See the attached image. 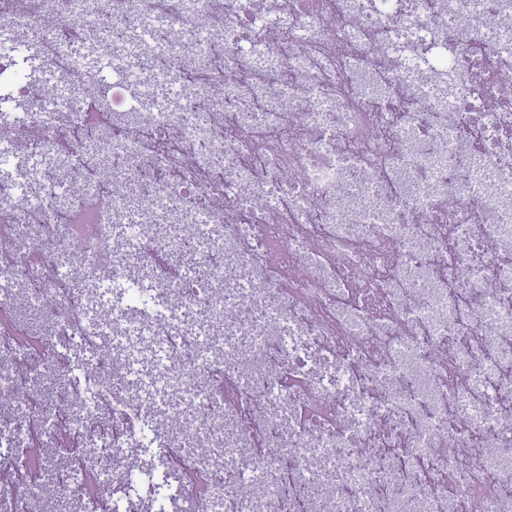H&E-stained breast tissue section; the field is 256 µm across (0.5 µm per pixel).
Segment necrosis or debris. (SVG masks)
Here are the masks:
<instances>
[{
	"label": "necrosis or debris",
	"instance_id": "4bbe7bcc",
	"mask_svg": "<svg viewBox=\"0 0 512 512\" xmlns=\"http://www.w3.org/2000/svg\"><path fill=\"white\" fill-rule=\"evenodd\" d=\"M281 27L253 24L251 0H0V104L26 103L28 157L68 164L77 192L39 181L0 204V275L28 296L19 322L0 295V358L36 353L0 424V512H29L28 489L63 485L60 512H512V0H268ZM157 24L130 58L140 82L170 76L162 116L115 110L75 70L69 31L105 44ZM423 30L406 68L390 47ZM263 46L258 61L248 48ZM70 85L54 88L29 64ZM453 84H445L447 72ZM206 217L217 250L192 246ZM249 281L236 301L187 283ZM109 264L126 312L147 319L173 370L197 375L199 318L238 344L207 372L188 426L153 414L119 366L88 364L102 338L86 288ZM180 289L170 329L162 287ZM109 407V421L98 415ZM69 439L43 454L51 429ZM154 452L135 482L114 451L139 429ZM239 448L262 488L200 466L185 447ZM105 449L107 490L77 483Z\"/></svg>",
	"mask_w": 512,
	"mask_h": 512
}]
</instances>
